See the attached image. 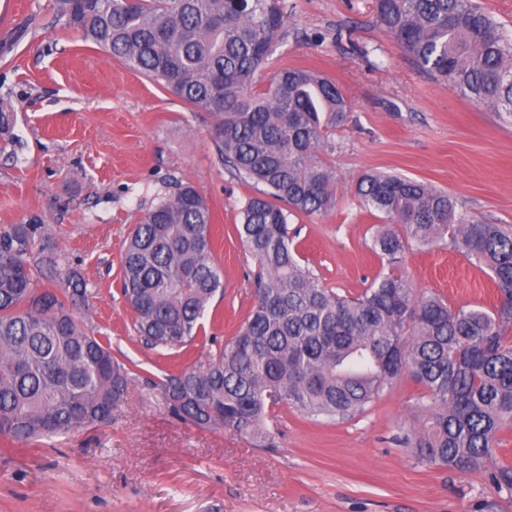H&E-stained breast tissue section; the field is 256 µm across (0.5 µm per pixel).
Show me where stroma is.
Listing matches in <instances>:
<instances>
[{
    "label": "stroma",
    "mask_w": 512,
    "mask_h": 512,
    "mask_svg": "<svg viewBox=\"0 0 512 512\" xmlns=\"http://www.w3.org/2000/svg\"><path fill=\"white\" fill-rule=\"evenodd\" d=\"M291 36L258 76L283 66L336 82L350 110L323 158L339 182L325 216L291 219L299 254L320 282L360 295L383 269L371 248L378 220L354 195L365 171L429 182L466 219L512 224V123L430 79L376 22L374 0H287ZM0 227L35 224L58 254L56 279L76 272L87 331L137 376L111 423L34 445L0 446V512H512V492L485 469L419 460L405 439L424 388L401 374L364 411L314 421L275 409L271 448L175 418L166 375L237 334L254 300L253 259L236 224L257 186L233 175L210 139V117L65 26L54 0H0ZM190 182L212 211L224 292L206 334L172 355L143 346L122 290L123 243L147 207ZM395 270L451 306L497 296L486 266L445 244L406 250Z\"/></svg>",
    "instance_id": "obj_1"
}]
</instances>
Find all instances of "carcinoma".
Returning a JSON list of instances; mask_svg holds the SVG:
<instances>
[{
  "mask_svg": "<svg viewBox=\"0 0 512 512\" xmlns=\"http://www.w3.org/2000/svg\"><path fill=\"white\" fill-rule=\"evenodd\" d=\"M84 41L212 117L210 136L239 179L263 186L241 209L236 232L256 264L254 303L238 334L205 360L167 376L171 413L267 447L272 410L344 420L403 371L427 396L407 443L428 462L459 471L492 458L512 430V226L471 222L431 184L370 170L355 194L382 221L372 250L393 266L405 248L449 240L484 264L496 304L451 307L403 275L378 273L358 297L323 287L301 263L289 217L336 207V176L318 149L340 127L348 102L331 79L301 67L255 76L288 42L283 0H55ZM377 21L430 78L487 104L512 122V37L476 0H375ZM211 209L178 183L128 234L122 293L142 345L182 350L204 331L224 291ZM34 224L0 229V440L27 444L112 420L135 374L85 330L68 305L87 288L72 274L38 288L58 255L35 247ZM512 490V464L487 470Z\"/></svg>",
  "mask_w": 512,
  "mask_h": 512,
  "instance_id": "carcinoma-1",
  "label": "carcinoma"
}]
</instances>
